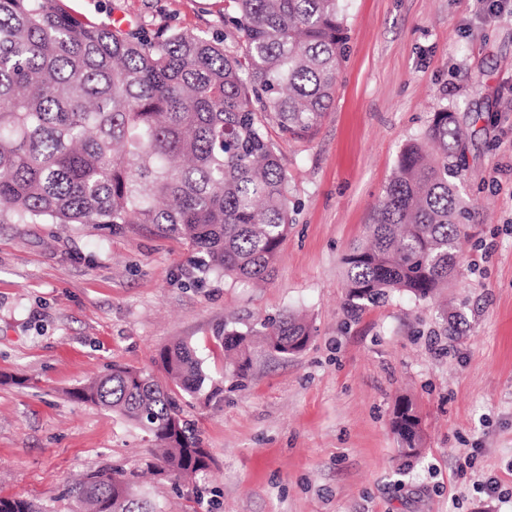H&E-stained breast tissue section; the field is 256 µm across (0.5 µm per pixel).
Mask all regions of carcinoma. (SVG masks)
<instances>
[{
    "instance_id": "1",
    "label": "carcinoma",
    "mask_w": 512,
    "mask_h": 512,
    "mask_svg": "<svg viewBox=\"0 0 512 512\" xmlns=\"http://www.w3.org/2000/svg\"><path fill=\"white\" fill-rule=\"evenodd\" d=\"M223 41L175 29L125 31L80 17L60 0H0V223L148 224L187 241L206 277L262 282L290 228L288 177L266 124L301 139L331 106L347 45L343 0H224ZM461 131L434 113L402 150L369 225L343 257L356 309L389 293L432 297L458 274L470 204L456 183ZM244 380L259 342L288 359L311 330L283 312L246 331L224 329ZM164 372L124 366L70 392L133 421L154 445L146 468L202 478L211 457L182 415L188 397L224 393L188 341L161 349ZM391 427L407 459L422 451V419L397 406ZM138 471H90L69 489L81 512H162ZM0 512H43L0 495Z\"/></svg>"
}]
</instances>
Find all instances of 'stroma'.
Masks as SVG:
<instances>
[{
    "label": "stroma",
    "mask_w": 512,
    "mask_h": 512,
    "mask_svg": "<svg viewBox=\"0 0 512 512\" xmlns=\"http://www.w3.org/2000/svg\"><path fill=\"white\" fill-rule=\"evenodd\" d=\"M99 23L223 34L224 0H64ZM348 51L333 105L303 140L268 133L288 174L291 226L264 283L199 278L194 251L149 226L0 224V494L71 512L79 474L149 457L123 416L70 391L190 340L222 399L185 405L212 465L142 490L164 512H512V0H344ZM466 130L457 313L399 292L352 311L341 262L364 241L406 144L441 108ZM293 311L301 354L254 350L226 373L217 332ZM409 399L422 454L391 429ZM495 493L478 491L487 480Z\"/></svg>",
    "instance_id": "stroma-1"
}]
</instances>
